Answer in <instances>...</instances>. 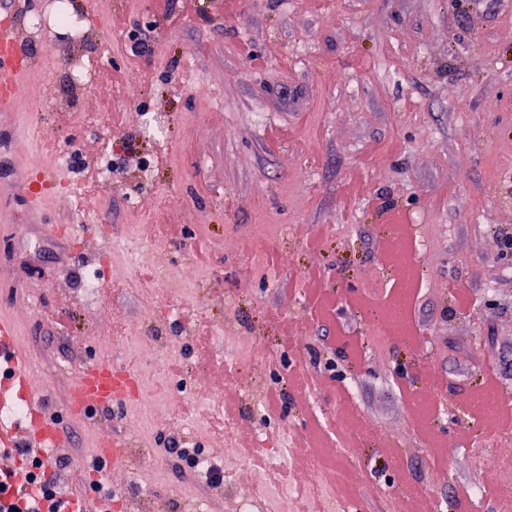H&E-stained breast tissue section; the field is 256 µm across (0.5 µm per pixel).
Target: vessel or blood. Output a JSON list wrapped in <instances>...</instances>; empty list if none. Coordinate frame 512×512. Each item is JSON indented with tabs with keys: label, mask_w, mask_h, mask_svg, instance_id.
I'll list each match as a JSON object with an SVG mask.
<instances>
[{
	"label": "vessel or blood",
	"mask_w": 512,
	"mask_h": 512,
	"mask_svg": "<svg viewBox=\"0 0 512 512\" xmlns=\"http://www.w3.org/2000/svg\"><path fill=\"white\" fill-rule=\"evenodd\" d=\"M25 37L18 28L0 25V113L16 112L20 102L19 84L31 68ZM52 179L50 168L28 174L24 197L31 210H39L43 193ZM0 360L7 364L8 380L0 385V463L9 462L14 481H21L20 448L38 453L46 469H53L55 452L63 447L64 437L57 422L43 415L40 398L33 383L28 358L17 342V326L9 317H0ZM134 372L131 367H121L103 357L74 374L68 391L67 404L74 411L108 408L132 392ZM22 399L27 411L22 419H15V399ZM98 457L111 461L113 468H123L126 462V445L120 436L101 442L96 450Z\"/></svg>",
	"instance_id": "1"
}]
</instances>
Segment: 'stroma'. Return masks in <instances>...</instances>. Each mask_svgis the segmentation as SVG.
<instances>
[{
    "instance_id": "stroma-1",
    "label": "stroma",
    "mask_w": 512,
    "mask_h": 512,
    "mask_svg": "<svg viewBox=\"0 0 512 512\" xmlns=\"http://www.w3.org/2000/svg\"><path fill=\"white\" fill-rule=\"evenodd\" d=\"M28 2L31 109L0 122V314L68 438L59 489L93 501L103 484L112 512H237L244 495L256 512H512V0H198L169 15L154 0ZM60 3L81 41L58 22L34 33ZM147 24L132 57L127 32ZM73 58L91 84L68 80ZM146 112L165 141L142 137ZM59 152L118 169L107 183L62 170L30 218L21 171ZM80 209L99 224L49 233ZM159 269L203 286L149 303ZM102 356L157 402L71 411V376ZM116 433L129 472L95 470ZM171 438L227 480L175 468Z\"/></svg>"
}]
</instances>
